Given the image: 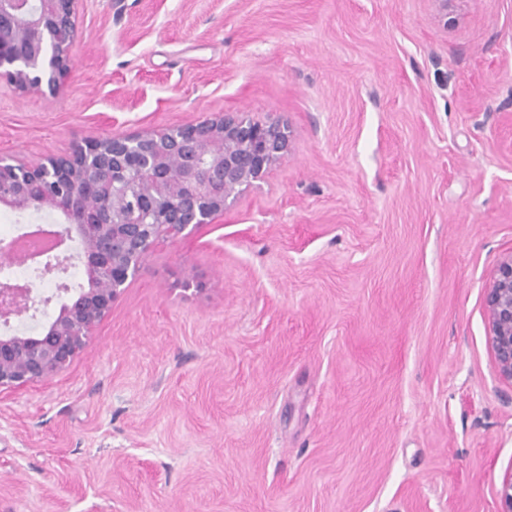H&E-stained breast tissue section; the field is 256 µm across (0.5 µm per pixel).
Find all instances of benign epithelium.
Instances as JSON below:
<instances>
[{
	"mask_svg": "<svg viewBox=\"0 0 512 512\" xmlns=\"http://www.w3.org/2000/svg\"><path fill=\"white\" fill-rule=\"evenodd\" d=\"M76 0H0V79L23 93H56L74 66ZM289 128L224 114L187 126L88 139L37 162L0 156V207L60 214V243L76 239L88 287L68 294L40 333L0 336V393L52 378L93 330L155 248L190 237L250 189L289 150ZM112 192L100 193L102 179ZM31 290L0 282V316L28 311ZM487 341L499 375L512 382V254L487 289ZM500 510L512 512V470Z\"/></svg>",
	"mask_w": 512,
	"mask_h": 512,
	"instance_id": "obj_1",
	"label": "benign epithelium"
}]
</instances>
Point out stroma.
I'll list each match as a JSON object with an SVG mask.
<instances>
[{"instance_id": "35a3bbf8", "label": "stroma", "mask_w": 512, "mask_h": 512, "mask_svg": "<svg viewBox=\"0 0 512 512\" xmlns=\"http://www.w3.org/2000/svg\"><path fill=\"white\" fill-rule=\"evenodd\" d=\"M76 24L55 95L0 81V155L235 112L291 147L0 397V512H498L512 0H77ZM77 251L14 329L84 285ZM484 306L487 341L498 373L512 383V254L499 261Z\"/></svg>"}]
</instances>
